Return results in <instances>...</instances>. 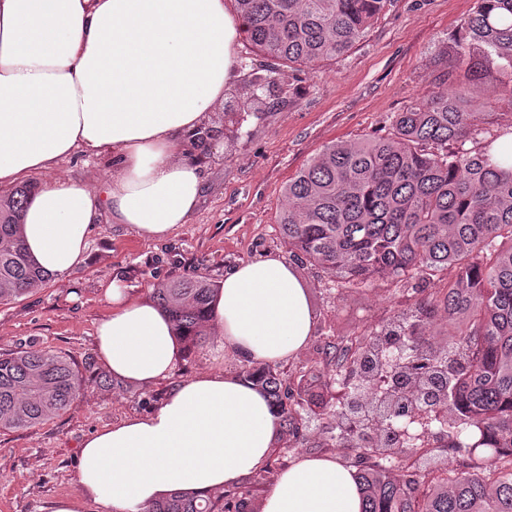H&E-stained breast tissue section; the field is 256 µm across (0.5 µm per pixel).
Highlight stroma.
Masks as SVG:
<instances>
[{
    "label": "stroma",
    "instance_id": "stroma-1",
    "mask_svg": "<svg viewBox=\"0 0 512 512\" xmlns=\"http://www.w3.org/2000/svg\"><path fill=\"white\" fill-rule=\"evenodd\" d=\"M475 0H393L366 38L316 73L287 72L283 90L264 98L223 151H199L204 171L200 202L187 223L160 241L139 237L127 225L102 219L90 240L88 259L70 278L0 305V352L32 345L70 356L84 376L100 373L94 344L96 323L110 305L105 286L120 282L137 297H152L155 282L202 275L221 282L233 266L268 253H286L278 228L283 189L323 146L372 136L390 117L424 97L446 61V46L462 35ZM112 171V153L76 154L53 176H73L99 186ZM309 290L317 322L297 358L280 363L283 375L300 376L319 362L327 380L324 351L337 337L381 324L413 303L410 293L392 294L378 283L366 290H338L331 274L297 266ZM216 336L186 351L178 377L221 370L240 373L243 362L216 350ZM167 384L88 386L71 408L36 427L0 432V512H51L54 501L78 493L77 457L82 441L105 426L149 411ZM310 444L291 447L279 438L270 459L274 472L304 456L345 449L320 447L318 421Z\"/></svg>",
    "mask_w": 512,
    "mask_h": 512
}]
</instances>
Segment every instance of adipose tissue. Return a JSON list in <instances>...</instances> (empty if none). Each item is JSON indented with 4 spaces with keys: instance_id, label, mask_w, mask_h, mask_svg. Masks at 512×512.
Masks as SVG:
<instances>
[{
    "instance_id": "1",
    "label": "adipose tissue",
    "mask_w": 512,
    "mask_h": 512,
    "mask_svg": "<svg viewBox=\"0 0 512 512\" xmlns=\"http://www.w3.org/2000/svg\"><path fill=\"white\" fill-rule=\"evenodd\" d=\"M245 32L224 0H0V190L31 182L21 214L30 259L57 280L86 259L103 214L161 240L197 208L202 180L184 155L232 85ZM117 152L104 189L50 177L81 151ZM96 327L100 363L119 380L170 381L153 410L103 428L79 449L78 497L105 512H146L175 491L205 497L264 466L280 416L243 376L176 379L184 345L155 302L108 284ZM210 322L246 361L298 357L314 330L307 288L288 259L268 254L225 274ZM261 512H362L353 472L332 457L283 470Z\"/></svg>"
}]
</instances>
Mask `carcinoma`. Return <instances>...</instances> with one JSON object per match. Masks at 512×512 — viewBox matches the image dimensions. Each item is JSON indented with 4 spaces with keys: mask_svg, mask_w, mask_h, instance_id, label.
<instances>
[{
    "mask_svg": "<svg viewBox=\"0 0 512 512\" xmlns=\"http://www.w3.org/2000/svg\"><path fill=\"white\" fill-rule=\"evenodd\" d=\"M234 2L248 43L269 64L264 86L249 80L238 89L240 111L224 112L233 134L262 96L279 92L281 69L344 56L392 0ZM447 58L448 71L392 116L387 134L328 144L289 179L278 221L293 259L333 275L339 288L441 287L344 339L356 348L330 356L347 389L334 406L269 364L242 371L277 409L288 441L307 440L306 414L323 417L325 445L350 451L362 512H512V129L487 134L478 107L488 88L512 107V0H476ZM32 189L0 195V304L46 282L20 236ZM215 292L209 278L192 276L159 283L154 297L196 347ZM440 313L448 328L436 343L426 324ZM85 386L67 355L33 346L0 353V431L66 412ZM425 427L466 457L467 472L449 473L400 433ZM251 498L239 487L219 499L176 491L147 512H251Z\"/></svg>",
    "mask_w": 512,
    "mask_h": 512,
    "instance_id": "obj_1",
    "label": "carcinoma"
}]
</instances>
